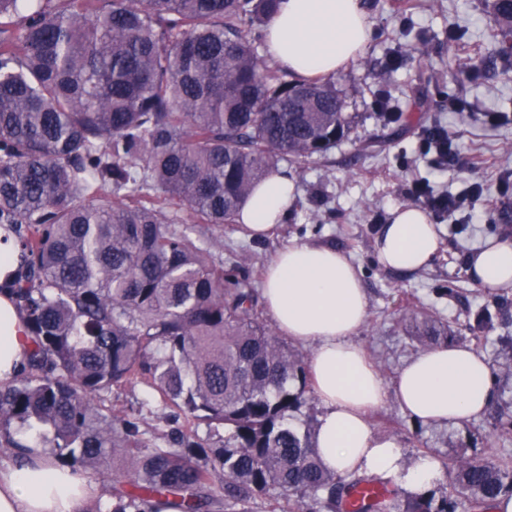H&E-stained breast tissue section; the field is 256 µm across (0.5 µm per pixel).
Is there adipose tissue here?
Instances as JSON below:
<instances>
[{
	"label": "adipose tissue",
	"instance_id": "adipose-tissue-1",
	"mask_svg": "<svg viewBox=\"0 0 512 512\" xmlns=\"http://www.w3.org/2000/svg\"><path fill=\"white\" fill-rule=\"evenodd\" d=\"M372 32L362 0H281L267 24L270 55L301 79L326 78L363 53ZM295 199L292 181L266 178L242 205L236 222L252 237L280 224ZM375 237L380 266L415 272L432 265L443 248L435 224L413 205L391 210ZM14 242L0 241V384L14 380L31 349L23 313L3 283L18 266ZM466 273L486 290L512 287V236L483 239L469 254ZM262 302L279 333L311 346L308 374L322 413L314 444L329 468L396 478L407 494L427 493L443 468L429 456L406 466L398 441L378 434L369 415L395 399L405 416L428 427H461L486 415L495 395L486 357L452 344L421 350L385 383L355 336L367 318L361 270L336 248L292 242L267 264ZM100 486L62 467L51 449L30 443L23 463L0 461V512H84L102 496Z\"/></svg>",
	"mask_w": 512,
	"mask_h": 512
}]
</instances>
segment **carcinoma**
Listing matches in <instances>:
<instances>
[{"label": "carcinoma", "instance_id": "obj_1", "mask_svg": "<svg viewBox=\"0 0 512 512\" xmlns=\"http://www.w3.org/2000/svg\"><path fill=\"white\" fill-rule=\"evenodd\" d=\"M278 2L0 0V225L20 247L12 288L32 344L0 385V447L20 455L40 424L62 462L130 458L110 472L112 512H209L218 493L226 512H254L272 492L288 512H348L363 482L321 460L302 361L250 272L204 243L280 162L324 156L352 123L334 83L298 79L259 53L266 32L244 33ZM407 320L422 346L456 338ZM137 384L183 415L177 437L159 445L105 404ZM489 416L512 432V407ZM443 468L441 495L378 478L363 512H475L512 495V467L475 452Z\"/></svg>", "mask_w": 512, "mask_h": 512}]
</instances>
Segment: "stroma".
Masks as SVG:
<instances>
[{
    "mask_svg": "<svg viewBox=\"0 0 512 512\" xmlns=\"http://www.w3.org/2000/svg\"><path fill=\"white\" fill-rule=\"evenodd\" d=\"M373 35L362 56L334 77L337 89L356 118L326 157L297 165L281 162L297 187L288 218L266 240L248 238L237 224H215L209 230L214 254L239 255L261 279L280 247L294 240L340 249L362 270L368 298V320L357 334L385 382H393L402 362L419 346L404 332L403 315H432L443 324L465 325L494 292L474 285L465 273L468 253L490 235L512 230V189L497 190L501 166L512 165V124L480 121L483 112L512 114V57L495 54L499 25L482 0H363ZM459 97L468 109L454 113L448 100ZM400 112L390 121L380 101ZM459 133L463 154L481 165L438 173L417 143L431 126ZM429 181L435 192L455 193L481 185L495 194L497 205L488 221L469 224L457 218L438 221L443 249L421 271L404 274L381 268L375 258V236L393 206L411 204V183ZM116 413L139 411L141 426L164 434L170 415L156 395L138 385L108 397ZM375 428L396 436L407 461L419 455L454 459L469 435L480 438L486 459L512 462V434L493 432L488 418L463 428L424 427L408 420L395 400L372 416Z\"/></svg>",
    "mask_w": 512,
    "mask_h": 512,
    "instance_id": "1",
    "label": "stroma"
}]
</instances>
